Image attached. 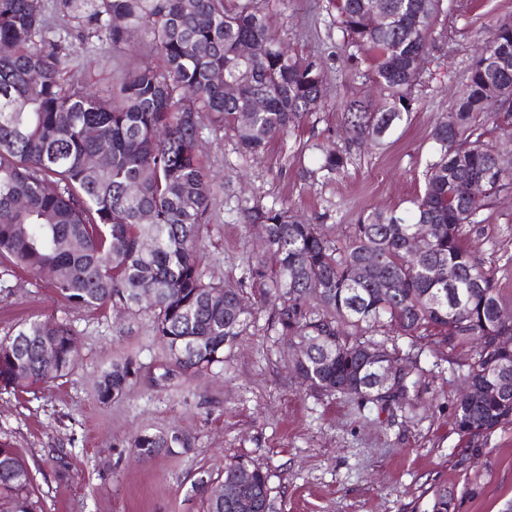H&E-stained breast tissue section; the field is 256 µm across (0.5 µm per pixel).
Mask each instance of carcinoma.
<instances>
[{"instance_id":"cac0c4a2","label":"carcinoma","mask_w":512,"mask_h":512,"mask_svg":"<svg viewBox=\"0 0 512 512\" xmlns=\"http://www.w3.org/2000/svg\"><path fill=\"white\" fill-rule=\"evenodd\" d=\"M262 0H0V264L46 281L83 309L122 308L146 313L160 356L149 367L151 386L166 389L224 367L250 324L242 289L207 279L204 248L218 185L196 151L201 130L231 128L239 150L257 154L316 111L323 97L319 64L288 53L269 25ZM379 4L387 21L364 24ZM442 0H337L338 24L356 53L376 52L372 79L382 104L354 99L345 107L353 135L372 146L410 115ZM146 26L148 54L158 65L120 71L98 92L89 62L66 37L95 52L126 43ZM250 42L259 53L244 58ZM488 52L512 59V21L499 25L474 60L455 103L434 122L432 158L423 192L406 215L375 211L351 225L338 243L319 225L285 208H244L264 229L261 251L248 256L246 273L271 303L267 331L286 346L281 357L313 391L371 404L380 413L414 414L425 384L418 357L395 338L437 330L453 351L475 345L468 387L453 414L456 431L474 439L512 425V318L489 276L471 258L464 232L478 224L490 196L512 184L497 167L496 150L480 130L512 112V68L492 70ZM224 74L218 82L214 76ZM193 90L185 96L184 91ZM255 98L259 112L249 111ZM110 145L103 167L87 157ZM336 146H322L316 180L345 168ZM461 180L474 197L454 191ZM429 225L430 246L414 255L408 239ZM366 278L359 275L364 263ZM389 291L379 294L381 284ZM55 352L48 362L42 351ZM376 348L399 375L375 387L365 351ZM79 349L64 321L28 320L0 336V384H48L75 368ZM144 370L124 355L103 370L95 392L103 404L123 399ZM132 454L151 460L188 449L177 428L141 430ZM271 512L267 471L243 458L216 475L201 471L192 492L205 512H237L235 490ZM448 488L433 492L431 512H453ZM0 512H39L33 475L15 449L0 444Z\"/></svg>"}]
</instances>
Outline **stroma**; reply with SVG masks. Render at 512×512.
Segmentation results:
<instances>
[{
	"mask_svg": "<svg viewBox=\"0 0 512 512\" xmlns=\"http://www.w3.org/2000/svg\"><path fill=\"white\" fill-rule=\"evenodd\" d=\"M267 8L290 53L320 63L324 96L298 127L246 160L231 130L200 135V158L221 187L206 239L208 273L242 287L253 313L230 361L218 375L163 391L141 381L127 397L101 403L96 381L113 359L130 353L155 362L147 315L76 309L47 282L0 269V336L32 316L65 319L80 348L70 375L0 388V443L28 464L42 512H203L193 479L202 470L222 472L234 456L268 471L273 512H431L440 486L452 492L454 512H504L512 504V427L471 440L452 423L470 346L450 352L428 333L414 343L400 339L428 372L412 418L301 385L280 356L281 341L266 330L258 289L244 280L261 230L246 223L241 207L288 208L341 243L373 211L408 210L424 187L434 122L454 103L492 32L512 21V0H443L413 110L377 147L352 141L344 124L349 100L377 106L381 97L371 79L372 55L359 65L350 56L336 25V0H269ZM149 39L140 27L126 45L108 48L111 62L90 69L96 87L108 88L111 64L145 62ZM329 143L347 152V166L333 178L308 179L304 168ZM479 218L467 227L465 244L512 312V185L492 195ZM172 427L188 436L189 450L133 461L132 433ZM476 476L482 488L473 495Z\"/></svg>",
	"mask_w": 512,
	"mask_h": 512,
	"instance_id": "35a3bbf8",
	"label": "stroma"
}]
</instances>
